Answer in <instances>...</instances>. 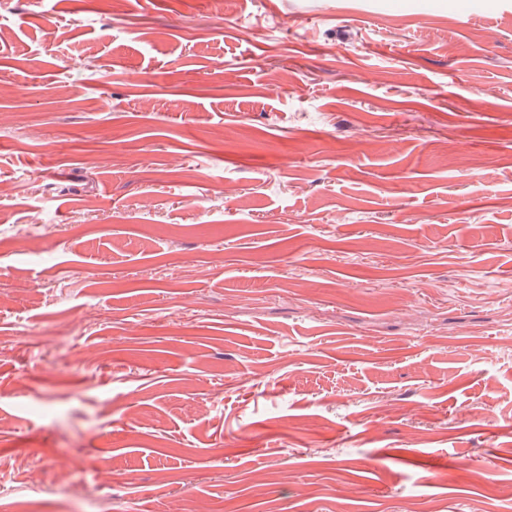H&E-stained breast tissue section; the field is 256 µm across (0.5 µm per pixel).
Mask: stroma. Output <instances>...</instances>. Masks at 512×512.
I'll use <instances>...</instances> for the list:
<instances>
[{
	"label": "stroma",
	"mask_w": 512,
	"mask_h": 512,
	"mask_svg": "<svg viewBox=\"0 0 512 512\" xmlns=\"http://www.w3.org/2000/svg\"><path fill=\"white\" fill-rule=\"evenodd\" d=\"M224 2L0 0V512H512V8Z\"/></svg>",
	"instance_id": "1"
}]
</instances>
